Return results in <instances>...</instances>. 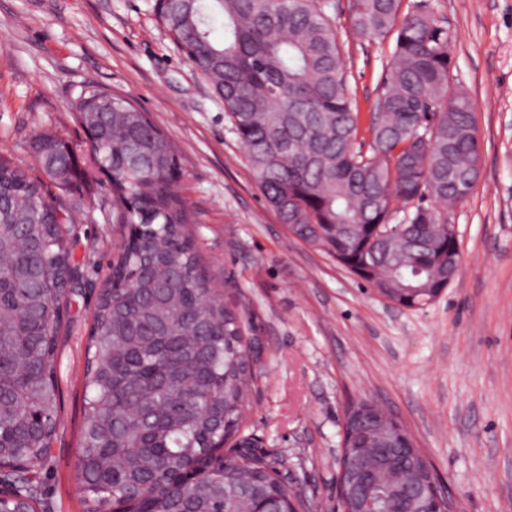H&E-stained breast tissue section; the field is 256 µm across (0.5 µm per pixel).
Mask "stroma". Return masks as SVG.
I'll use <instances>...</instances> for the list:
<instances>
[{
    "label": "stroma",
    "mask_w": 512,
    "mask_h": 512,
    "mask_svg": "<svg viewBox=\"0 0 512 512\" xmlns=\"http://www.w3.org/2000/svg\"><path fill=\"white\" fill-rule=\"evenodd\" d=\"M361 114L382 93L391 41L350 32V0H326ZM456 38L454 74L483 143L480 178L449 216L462 264L434 301L397 306L311 247L264 200L221 102L160 24L156 0H0V155L38 176L33 130L85 154L70 104L93 83L130 99L172 141L189 231L221 296L234 299L254 375L241 430L277 464L305 512H337L344 413L380 405L411 435L456 512H512V0H434ZM60 303L62 393L53 458L35 474L40 512H83L75 468L86 344L128 233L89 171Z\"/></svg>",
    "instance_id": "stroma-1"
}]
</instances>
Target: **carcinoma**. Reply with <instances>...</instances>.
<instances>
[{
	"label": "carcinoma",
	"instance_id": "1",
	"mask_svg": "<svg viewBox=\"0 0 512 512\" xmlns=\"http://www.w3.org/2000/svg\"><path fill=\"white\" fill-rule=\"evenodd\" d=\"M157 16L224 106L262 194L282 223L367 284L408 286L446 275L438 264L448 209L480 177L482 140L456 83L454 32L430 0H351L350 30L393 38L367 130L349 95L338 36L320 0H164ZM95 133L87 161L108 168L112 223L129 234L100 293L87 344L76 467L84 512H288L300 507L269 456L224 442L246 414L251 370L235 305L216 298L188 231L173 144L127 99L94 84L71 103ZM46 181L0 157V467L45 461L57 428V303L78 278L69 142L41 129L30 141ZM401 233L373 242L371 227ZM357 224L352 236L325 228ZM372 446L369 431L343 453ZM190 461L210 466L182 479ZM406 489L411 460L382 464ZM0 512H38L37 496Z\"/></svg>",
	"mask_w": 512,
	"mask_h": 512
}]
</instances>
